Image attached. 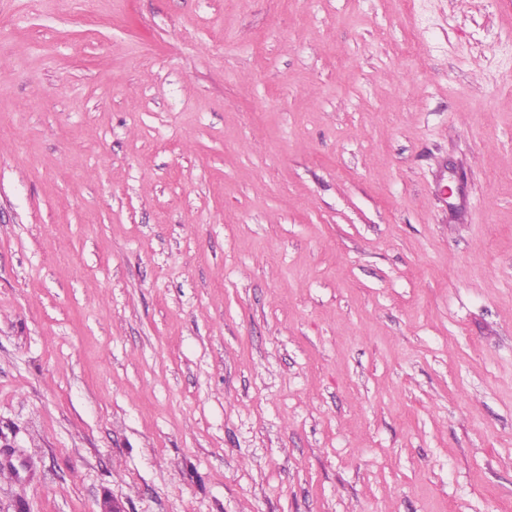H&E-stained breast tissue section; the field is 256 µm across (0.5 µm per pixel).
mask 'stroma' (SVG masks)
<instances>
[{
	"instance_id": "1",
	"label": "stroma",
	"mask_w": 512,
	"mask_h": 512,
	"mask_svg": "<svg viewBox=\"0 0 512 512\" xmlns=\"http://www.w3.org/2000/svg\"><path fill=\"white\" fill-rule=\"evenodd\" d=\"M415 2L0 0V512L512 506V0Z\"/></svg>"
}]
</instances>
